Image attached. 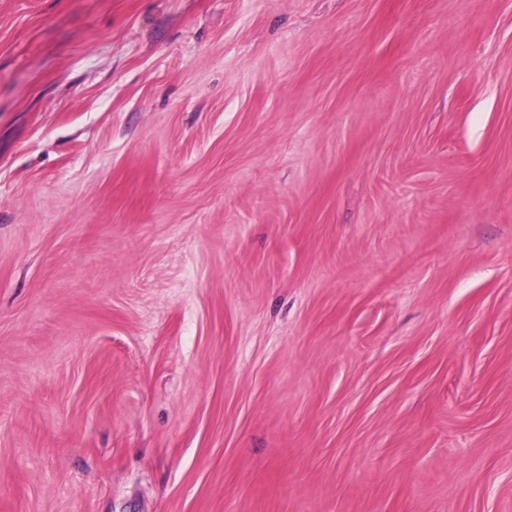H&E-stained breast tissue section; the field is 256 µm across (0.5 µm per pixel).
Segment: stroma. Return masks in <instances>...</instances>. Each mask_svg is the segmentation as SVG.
Wrapping results in <instances>:
<instances>
[{
    "instance_id": "1",
    "label": "stroma",
    "mask_w": 512,
    "mask_h": 512,
    "mask_svg": "<svg viewBox=\"0 0 512 512\" xmlns=\"http://www.w3.org/2000/svg\"><path fill=\"white\" fill-rule=\"evenodd\" d=\"M0 512H512V0H0Z\"/></svg>"
}]
</instances>
